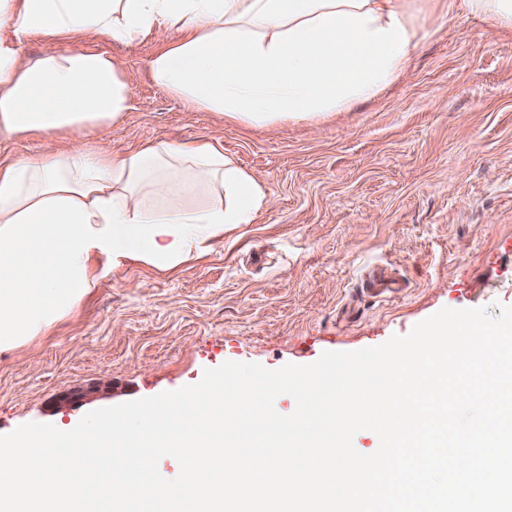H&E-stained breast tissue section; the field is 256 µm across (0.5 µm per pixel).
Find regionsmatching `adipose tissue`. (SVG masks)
Returning <instances> with one entry per match:
<instances>
[{"instance_id": "adipose-tissue-1", "label": "adipose tissue", "mask_w": 512, "mask_h": 512, "mask_svg": "<svg viewBox=\"0 0 512 512\" xmlns=\"http://www.w3.org/2000/svg\"><path fill=\"white\" fill-rule=\"evenodd\" d=\"M437 0H0V139L65 147L0 162V352L68 315L116 264L190 263L270 204L259 181L203 139L114 154L88 134L132 107L112 54L158 29L153 83L188 108L250 127L350 111L411 69ZM512 34V0H448ZM46 43L36 59L25 44Z\"/></svg>"}]
</instances>
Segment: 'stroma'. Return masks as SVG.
<instances>
[{"mask_svg":"<svg viewBox=\"0 0 512 512\" xmlns=\"http://www.w3.org/2000/svg\"><path fill=\"white\" fill-rule=\"evenodd\" d=\"M158 30L109 53L132 109L89 134L115 153L205 139L271 199L191 265L114 267L48 331L0 353V435L200 381L227 361L274 370L408 334L441 309L512 306V36L437 9L410 75L352 111L250 128L154 84ZM400 289L362 292L371 266ZM90 395L56 408L67 390Z\"/></svg>","mask_w":512,"mask_h":512,"instance_id":"1","label":"stroma"}]
</instances>
